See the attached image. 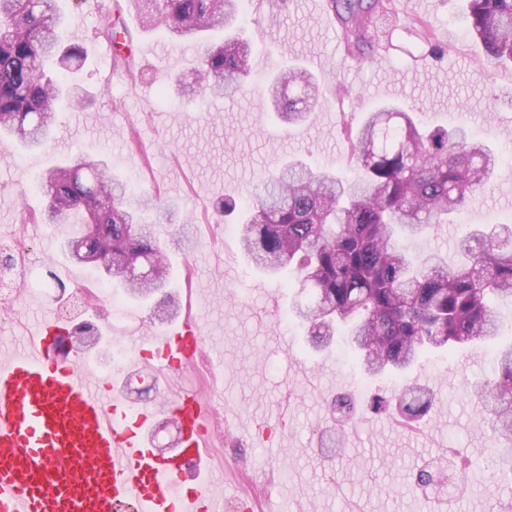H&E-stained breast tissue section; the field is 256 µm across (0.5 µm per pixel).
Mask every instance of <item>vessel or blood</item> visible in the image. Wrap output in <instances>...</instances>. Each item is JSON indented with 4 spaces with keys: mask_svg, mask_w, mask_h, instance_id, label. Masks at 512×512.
I'll use <instances>...</instances> for the list:
<instances>
[{
    "mask_svg": "<svg viewBox=\"0 0 512 512\" xmlns=\"http://www.w3.org/2000/svg\"><path fill=\"white\" fill-rule=\"evenodd\" d=\"M59 315L42 316L21 347L0 354V512H224L207 478L209 413L183 390L131 406L115 379L85 368ZM155 367L176 375L206 338L185 319L149 337ZM176 420V450L161 456L150 433Z\"/></svg>",
    "mask_w": 512,
    "mask_h": 512,
    "instance_id": "1",
    "label": "vessel or blood"
}]
</instances>
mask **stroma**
<instances>
[{"instance_id":"1","label":"stroma","mask_w":512,"mask_h":512,"mask_svg":"<svg viewBox=\"0 0 512 512\" xmlns=\"http://www.w3.org/2000/svg\"><path fill=\"white\" fill-rule=\"evenodd\" d=\"M316 2L247 0L241 26L253 47L251 87L201 105L175 84L190 79L197 49L172 41L163 28L142 29L136 9L124 7L142 76L134 84L108 82L113 54L99 29L115 0H61L63 38L79 41L88 54L76 81L92 99L61 106L65 134L43 149L24 151L0 139V235L18 239L29 266L25 285L12 276L0 283V337L17 335L39 310L59 312L73 326L91 324L103 335L85 354L100 372L111 368L114 345L159 330L149 306L101 280L95 268L66 259L61 245L80 233L79 223L24 221L45 206L37 184L48 169L78 153L103 158L116 176L178 203L192 222L189 249L169 252L171 290L179 316L197 319L208 343L171 387L196 390L212 412L210 454L223 466L218 488L225 500L245 492L257 510L268 492L278 491L286 512H347L354 505L363 512H434L447 485L423 490L414 478L452 452L473 471L456 495L455 512H504L512 506V485L491 475L492 432L470 387L493 377L497 347L512 344V299L492 300L500 324L493 344L423 352L401 379L362 372L353 378L349 346L339 339L320 352L311 348L291 313L297 286L251 267L236 229L213 209L225 195L248 199L254 185L291 159L356 178L344 128L385 104L415 107V121L431 128L465 123L497 153L512 154V65L484 64L464 26V0H386L387 13L357 64L344 60ZM417 20L448 45V55H432L415 36ZM289 64L309 69L324 92L342 91L299 127L278 120L263 96L265 84ZM133 132L137 152L128 145ZM510 222L512 170L504 168L457 223L417 235L407 247L441 253L452 264L458 236L478 224ZM114 301L125 317L111 316ZM403 380L436 394L411 428L370 407L375 395H392ZM340 396L353 405L351 422L333 410ZM335 434L339 444H328Z\"/></svg>"}]
</instances>
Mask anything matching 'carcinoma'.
<instances>
[{
	"instance_id": "cac0c4a2",
	"label": "carcinoma",
	"mask_w": 512,
	"mask_h": 512,
	"mask_svg": "<svg viewBox=\"0 0 512 512\" xmlns=\"http://www.w3.org/2000/svg\"><path fill=\"white\" fill-rule=\"evenodd\" d=\"M143 24L161 26L179 41L200 47L194 98L229 97L248 88L252 47L240 31L242 0H130ZM356 48L382 0H331ZM469 36L493 66L512 64V0H466ZM59 0H0V137L26 150L49 141L64 101L82 99L79 85L50 63L71 72L86 61L77 41L65 45ZM224 32L217 43L204 34ZM114 60L138 78L133 36L121 10L101 29ZM313 75L287 69L267 88L280 118L303 122L311 111ZM351 158L364 171L350 181L328 168L290 161L262 180L243 204L238 225L248 261L270 277L292 274L307 300L296 317L326 348L342 333L361 370L401 373L426 349L487 343L498 335L490 299L512 298V226L460 238L461 260L448 265L438 253L411 257L397 237L415 236L456 219L501 169L503 159L473 138L469 127L428 129L410 113L382 108L348 130ZM38 189L46 199L39 223L67 224L85 214V244L103 258L99 268L134 299L150 300L169 284L166 239L157 225L171 221L156 193L133 197L127 183L103 161L79 154L49 169ZM174 296L153 307L166 321L177 314ZM82 347L98 344L91 325L74 331ZM496 374L474 392L489 418L500 473L512 478V347L496 353ZM397 400L408 426L433 405L431 389L405 384Z\"/></svg>"
}]
</instances>
